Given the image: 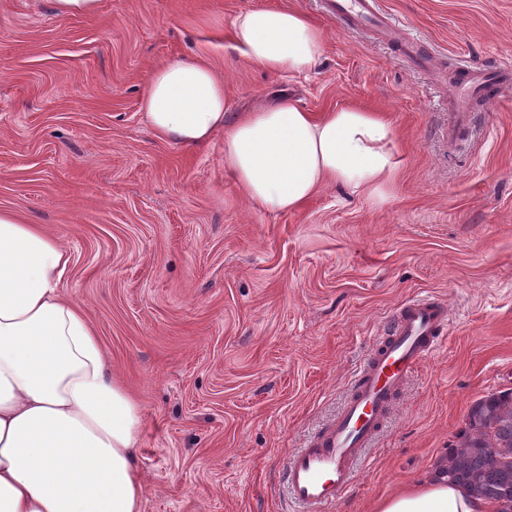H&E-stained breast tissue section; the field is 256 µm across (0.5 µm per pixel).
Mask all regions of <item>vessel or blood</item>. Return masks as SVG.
<instances>
[{
    "mask_svg": "<svg viewBox=\"0 0 512 512\" xmlns=\"http://www.w3.org/2000/svg\"><path fill=\"white\" fill-rule=\"evenodd\" d=\"M323 7L350 28H373L396 42L399 55L410 66L433 67V56L419 40L401 39L381 0H324ZM511 91L512 70L466 67L448 96L455 129L470 125L479 103ZM447 320L445 303L430 297L401 304L392 312L387 332L356 374L342 412L289 458L285 479L292 503L304 512H322L347 492L358 461L381 432L399 391L441 347Z\"/></svg>",
    "mask_w": 512,
    "mask_h": 512,
    "instance_id": "vessel-or-blood-1",
    "label": "vessel or blood"
}]
</instances>
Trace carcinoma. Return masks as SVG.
<instances>
[{
  "label": "carcinoma",
  "instance_id": "1",
  "mask_svg": "<svg viewBox=\"0 0 512 512\" xmlns=\"http://www.w3.org/2000/svg\"><path fill=\"white\" fill-rule=\"evenodd\" d=\"M437 473L474 496L512 512V394H491L474 404Z\"/></svg>",
  "mask_w": 512,
  "mask_h": 512
}]
</instances>
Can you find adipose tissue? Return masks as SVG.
Listing matches in <instances>:
<instances>
[{
	"mask_svg": "<svg viewBox=\"0 0 512 512\" xmlns=\"http://www.w3.org/2000/svg\"><path fill=\"white\" fill-rule=\"evenodd\" d=\"M236 48L272 74H302L324 51L305 13L251 8L233 22ZM223 81L183 58L151 75L143 110L155 137L192 148L224 136V159L259 207H301L321 186L381 195L399 165L390 124L345 106L311 112L280 98L226 122ZM68 250L41 225L0 211V512H143L137 472L142 417L113 379L87 314L60 288ZM464 487L432 478L376 512H487Z\"/></svg>",
	"mask_w": 512,
	"mask_h": 512,
	"instance_id": "ef3b65f1",
	"label": "adipose tissue"
}]
</instances>
